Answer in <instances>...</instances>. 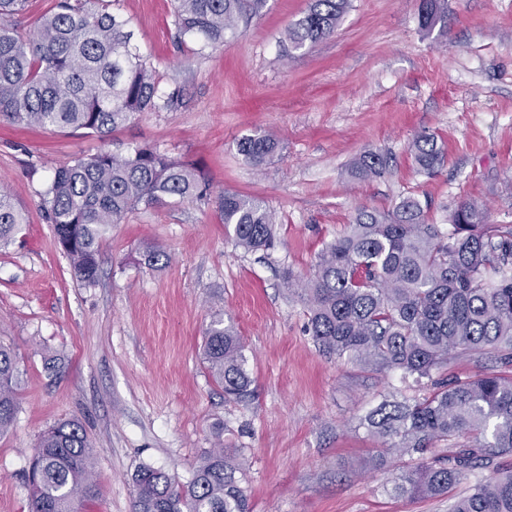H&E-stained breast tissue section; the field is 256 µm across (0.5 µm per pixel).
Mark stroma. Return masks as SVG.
<instances>
[{
    "label": "stroma",
    "instance_id": "stroma-1",
    "mask_svg": "<svg viewBox=\"0 0 512 512\" xmlns=\"http://www.w3.org/2000/svg\"><path fill=\"white\" fill-rule=\"evenodd\" d=\"M447 2L446 33L428 34L420 0H351L331 37L291 53L283 32L311 0H267L215 49L178 37L171 0H111L160 91L181 88V100L105 141L0 118V187L30 218L0 251V343L22 379L15 425L0 435V512H30L38 437L68 419L95 448L99 490L79 512H133L143 465L190 482L219 438L247 461L252 512H451L470 481L438 497L384 492L415 462L384 456L361 420L402 388V374L319 352L286 286L311 274L360 210L388 211L407 196L443 230L465 199L485 203L491 223L512 224V0ZM423 133L445 152L431 176L410 155ZM254 134L283 147L259 169L236 147ZM133 145L193 164L208 190L129 210L102 240L88 286L57 244L42 195L56 168ZM368 149L388 164L356 179L350 166ZM228 190L272 211V248L234 244L219 213ZM149 249L168 264H142ZM218 318L242 339L249 400L225 399L207 369L205 332ZM57 354L65 364L52 375L45 362Z\"/></svg>",
    "mask_w": 512,
    "mask_h": 512
}]
</instances>
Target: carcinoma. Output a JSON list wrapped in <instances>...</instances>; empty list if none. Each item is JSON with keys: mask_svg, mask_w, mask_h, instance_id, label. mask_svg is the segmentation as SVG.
Masks as SVG:
<instances>
[{"mask_svg": "<svg viewBox=\"0 0 512 512\" xmlns=\"http://www.w3.org/2000/svg\"><path fill=\"white\" fill-rule=\"evenodd\" d=\"M267 0H174L179 36L201 48L216 47L259 15ZM350 0H311L289 25L288 52L331 36ZM27 0H0V115L29 128L81 130L101 140L134 115L174 104L180 91L159 92L153 67L132 46L126 21L99 0H55L31 31L13 18ZM421 29L448 27L447 0H420ZM279 150L271 135L237 143L238 154L260 167ZM411 152L430 175L445 156L432 134L416 137ZM385 161L364 152L353 172L380 175ZM191 165L158 148L138 145L123 154L101 150L56 169L43 195V212L74 275L92 284L99 243L107 228L139 205L204 195ZM220 216L235 244L267 249L274 217L263 201L237 192L221 199ZM28 223L10 195L0 190V248ZM300 298L307 330L319 349L337 358L398 370L412 383L383 396L361 424L416 467L389 486L397 497L442 496L468 476L471 492L452 512H512V376L487 373L448 382L439 378L454 357L496 352L512 365V225L491 224L488 209L460 202L450 229L427 222L418 200L405 197L390 211L362 210L346 232L318 254ZM244 346L232 322L215 320L206 331L204 360L224 395H251ZM21 384L13 351L0 343V434L12 429ZM467 438L461 444L458 439ZM94 451L74 419L42 433L28 472L31 512H78L79 499L94 497ZM492 472L488 478L481 477ZM238 450L218 440L204 453L192 480L179 484L148 465L134 475V512H250Z\"/></svg>", "mask_w": 512, "mask_h": 512, "instance_id": "cac0c4a2", "label": "carcinoma"}]
</instances>
